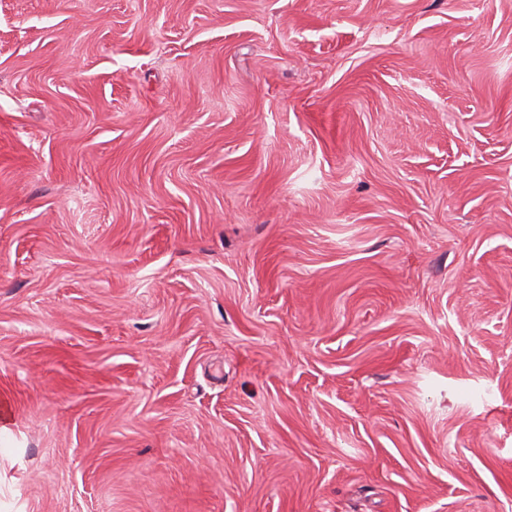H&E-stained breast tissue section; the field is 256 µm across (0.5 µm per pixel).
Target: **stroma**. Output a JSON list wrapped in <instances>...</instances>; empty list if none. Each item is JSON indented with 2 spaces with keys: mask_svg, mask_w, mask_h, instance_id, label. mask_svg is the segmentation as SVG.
Listing matches in <instances>:
<instances>
[{
  "mask_svg": "<svg viewBox=\"0 0 512 512\" xmlns=\"http://www.w3.org/2000/svg\"><path fill=\"white\" fill-rule=\"evenodd\" d=\"M0 512H512V0H0Z\"/></svg>",
  "mask_w": 512,
  "mask_h": 512,
  "instance_id": "stroma-1",
  "label": "stroma"
}]
</instances>
